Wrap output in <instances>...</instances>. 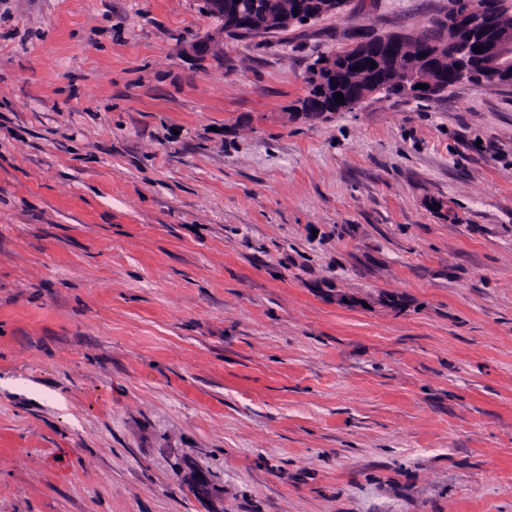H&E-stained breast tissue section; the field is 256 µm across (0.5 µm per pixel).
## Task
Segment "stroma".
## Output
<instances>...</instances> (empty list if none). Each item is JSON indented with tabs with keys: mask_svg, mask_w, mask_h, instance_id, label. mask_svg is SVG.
<instances>
[{
	"mask_svg": "<svg viewBox=\"0 0 512 512\" xmlns=\"http://www.w3.org/2000/svg\"><path fill=\"white\" fill-rule=\"evenodd\" d=\"M0 0V512H512V86L303 117L349 0ZM232 0H206L208 12L219 18L222 25L219 29V34L224 35V23L231 19L234 22L237 18L243 15V6L246 0H235L238 2H231ZM312 2L311 0H276L275 4L280 5L283 10H293L295 5H308V3ZM274 2H264L265 13L267 15L268 25L265 30L266 32H276L285 29L292 28L296 25H304L313 20L318 19V17H308L303 7L295 8L297 10V14L292 13H284L281 12L276 6Z\"/></svg>",
	"mask_w": 512,
	"mask_h": 512,
	"instance_id": "stroma-1",
	"label": "stroma"
}]
</instances>
